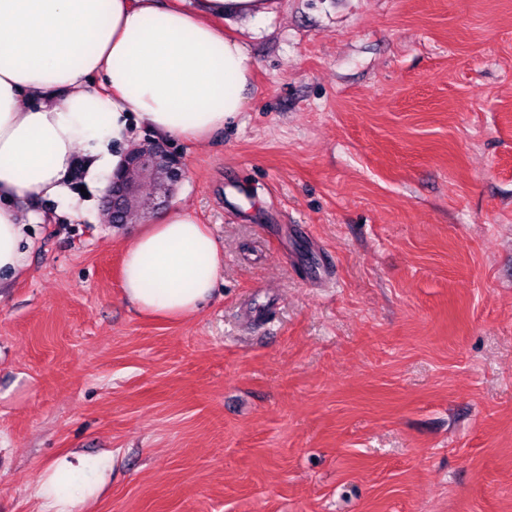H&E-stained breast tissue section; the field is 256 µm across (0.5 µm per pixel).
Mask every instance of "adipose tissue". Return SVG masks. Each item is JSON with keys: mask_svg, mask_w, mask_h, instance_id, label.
I'll list each match as a JSON object with an SVG mask.
<instances>
[{"mask_svg": "<svg viewBox=\"0 0 512 512\" xmlns=\"http://www.w3.org/2000/svg\"><path fill=\"white\" fill-rule=\"evenodd\" d=\"M275 4L0 0V277L26 264L17 201L68 202L78 166L105 190L139 129L196 142L234 121L253 62L216 22H256ZM223 266L208 227L174 211L126 249L123 294L140 312L182 319L211 296Z\"/></svg>", "mask_w": 512, "mask_h": 512, "instance_id": "1", "label": "adipose tissue"}]
</instances>
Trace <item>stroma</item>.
<instances>
[{
  "label": "stroma",
  "instance_id": "stroma-1",
  "mask_svg": "<svg viewBox=\"0 0 512 512\" xmlns=\"http://www.w3.org/2000/svg\"><path fill=\"white\" fill-rule=\"evenodd\" d=\"M170 210L224 247L180 321L138 225L34 205L0 282V512H512V0H277ZM69 467L66 463L56 466L48 475H46L38 489V494L45 500L54 503V505H67L70 499L66 496L63 487L69 483L67 477Z\"/></svg>",
  "mask_w": 512,
  "mask_h": 512
}]
</instances>
